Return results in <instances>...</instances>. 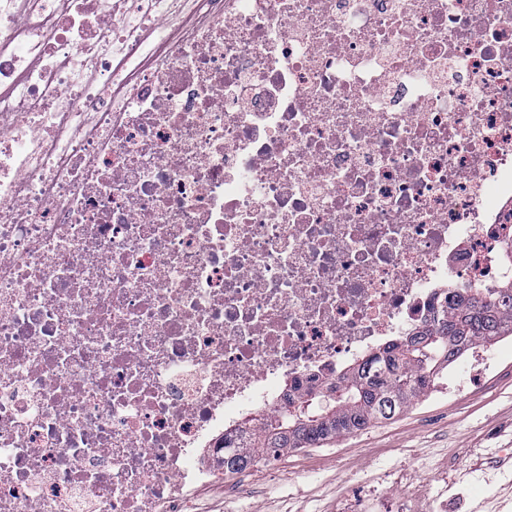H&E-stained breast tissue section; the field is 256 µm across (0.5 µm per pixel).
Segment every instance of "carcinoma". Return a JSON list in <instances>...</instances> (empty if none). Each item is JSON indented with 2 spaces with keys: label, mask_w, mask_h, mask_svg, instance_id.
Returning a JSON list of instances; mask_svg holds the SVG:
<instances>
[{
  "label": "carcinoma",
  "mask_w": 512,
  "mask_h": 512,
  "mask_svg": "<svg viewBox=\"0 0 512 512\" xmlns=\"http://www.w3.org/2000/svg\"><path fill=\"white\" fill-rule=\"evenodd\" d=\"M512 336V280L478 292L468 286L420 335L402 337L344 372L321 405L300 392L281 409L224 434V475L297 448H321L390 420L423 398L473 344Z\"/></svg>",
  "instance_id": "1"
}]
</instances>
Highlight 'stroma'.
<instances>
[{"label": "stroma", "mask_w": 512, "mask_h": 512, "mask_svg": "<svg viewBox=\"0 0 512 512\" xmlns=\"http://www.w3.org/2000/svg\"><path fill=\"white\" fill-rule=\"evenodd\" d=\"M454 399L439 390L392 420L275 458L280 475L201 487L195 512H512V346Z\"/></svg>", "instance_id": "stroma-1"}]
</instances>
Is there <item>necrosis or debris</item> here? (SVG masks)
<instances>
[{
  "instance_id": "4bbe7bcc",
  "label": "necrosis or debris",
  "mask_w": 512,
  "mask_h": 512,
  "mask_svg": "<svg viewBox=\"0 0 512 512\" xmlns=\"http://www.w3.org/2000/svg\"><path fill=\"white\" fill-rule=\"evenodd\" d=\"M511 222L512 0H0V512H187Z\"/></svg>"
}]
</instances>
